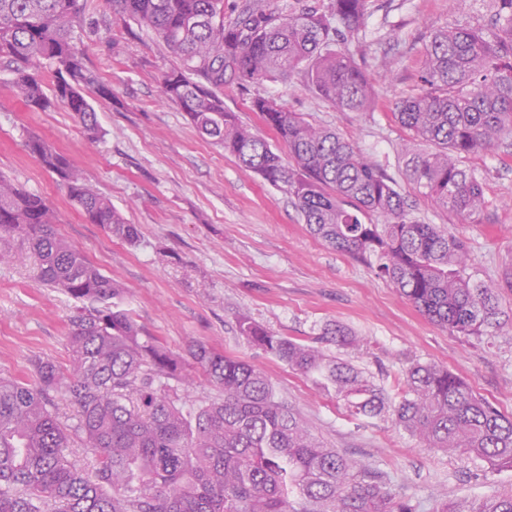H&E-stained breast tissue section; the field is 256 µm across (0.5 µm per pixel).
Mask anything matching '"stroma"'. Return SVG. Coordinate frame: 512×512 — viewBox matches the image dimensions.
Wrapping results in <instances>:
<instances>
[{
	"label": "stroma",
	"mask_w": 512,
	"mask_h": 512,
	"mask_svg": "<svg viewBox=\"0 0 512 512\" xmlns=\"http://www.w3.org/2000/svg\"><path fill=\"white\" fill-rule=\"evenodd\" d=\"M81 2L86 67L112 91L92 101L101 136L89 141L66 108L24 106L11 92L14 72L0 65V175L44 197L57 233L118 285L119 305L184 356L190 395L215 393L186 356L189 345L204 344L263 370L313 434L412 499L418 512H435L442 501L471 502L492 486L512 487V470L493 471L468 455L426 447L392 415L349 419L335 393L252 346L238 329L246 318L309 344L338 322L358 342L326 346V353L360 368L386 392L417 360L448 369L512 417V292L500 300L501 327L487 335L459 336L437 326L392 283L314 236L288 194L245 170L161 99L160 78L178 58L151 30L114 14L105 0ZM491 15V0H367L365 25L347 34L345 47L367 62L374 110L336 111L299 74L243 89L228 83L224 105L256 128L252 98L274 97L313 125L352 140L397 180L412 218L447 226L466 241L474 278L498 281L512 269V152L502 146L467 160L483 184L486 206L477 223L464 224L407 181L403 147L411 134L394 115L401 99L420 91L431 32L464 23L487 27ZM33 136L64 153L138 227L136 245L84 218L28 150ZM80 306L41 285L33 259L0 263V377L29 381L39 358L68 369L66 336Z\"/></svg>",
	"instance_id": "1"
}]
</instances>
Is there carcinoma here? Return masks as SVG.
Instances as JSON below:
<instances>
[{"instance_id": "obj_1", "label": "carcinoma", "mask_w": 512, "mask_h": 512, "mask_svg": "<svg viewBox=\"0 0 512 512\" xmlns=\"http://www.w3.org/2000/svg\"><path fill=\"white\" fill-rule=\"evenodd\" d=\"M113 4L180 59L162 76V98L243 168L286 192L311 233L369 265L453 334L478 337L500 325L499 299L512 291V273L496 285L474 281L464 241L408 217L396 181L353 141L258 97L252 110L286 148L285 160L224 107L221 92L229 81L245 85L300 71L336 110H368L374 92L365 65L341 39L362 27L365 0H329L297 13L250 2L231 22L224 21V0ZM492 5L491 34L454 25L430 35L422 89L400 100L396 112L428 146L410 153V181L462 223L477 222L486 204L482 182L465 160L512 139V0ZM81 12L79 0H0V59L15 65L12 88L25 106L61 105L95 140L90 92L96 80L84 65ZM46 67L53 76L48 92ZM28 148L87 221L138 242L136 225L63 153L38 138ZM367 215L377 221H364ZM53 224L42 196L0 177V244H25L37 258L40 282L86 302L71 319L68 372L39 359L31 383L0 378V512H415L410 499L355 471L353 461L314 436L252 364L193 345L192 360L219 394L186 404L170 384L190 385L179 359L141 335L133 314L112 303L120 294L112 277ZM239 331L292 370L332 387L351 419L390 411L429 448L467 454L492 470L512 469V418L448 370L411 364L393 401L352 364L315 346L245 318ZM322 340L344 347L356 337L334 323ZM55 393L76 410L70 428ZM74 435L94 455L89 472L73 460ZM437 512H512V490L494 488L466 506L443 503Z\"/></svg>"}]
</instances>
